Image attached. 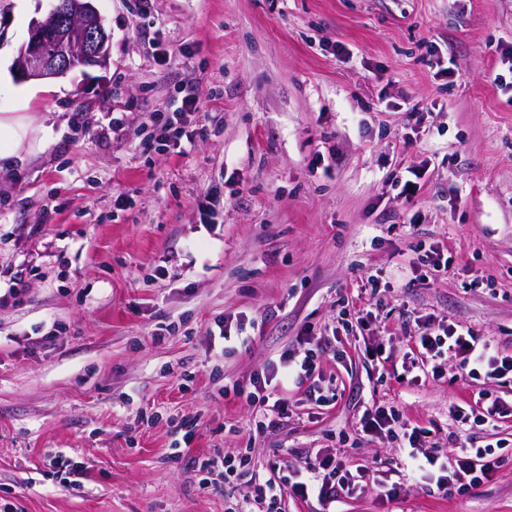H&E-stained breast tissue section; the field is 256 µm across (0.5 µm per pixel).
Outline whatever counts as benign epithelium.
Wrapping results in <instances>:
<instances>
[{"label":"benign epithelium","mask_w":512,"mask_h":512,"mask_svg":"<svg viewBox=\"0 0 512 512\" xmlns=\"http://www.w3.org/2000/svg\"><path fill=\"white\" fill-rule=\"evenodd\" d=\"M48 18L54 21L49 38L46 19L31 23L29 39L14 61L16 81L57 78L76 68L107 67L109 35L93 0H54Z\"/></svg>","instance_id":"obj_1"}]
</instances>
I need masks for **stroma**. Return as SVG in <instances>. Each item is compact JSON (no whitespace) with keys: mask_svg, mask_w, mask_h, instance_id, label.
<instances>
[{"mask_svg":"<svg viewBox=\"0 0 512 512\" xmlns=\"http://www.w3.org/2000/svg\"><path fill=\"white\" fill-rule=\"evenodd\" d=\"M0 113L32 128L0 160V273L29 269L0 305V499L18 512H224L244 483L205 484L214 453L346 451L401 463L368 442L373 402L447 447L448 404L482 381L444 373L411 386L365 347L402 356L418 317L472 327L512 353V0H95L107 68L16 82L11 67L51 0H4ZM451 75H444V68ZM185 113L186 153L153 113ZM423 108L421 118L410 115ZM426 165L411 228L397 180ZM453 272L429 273L430 250ZM378 277L375 296L357 288ZM243 318L225 348L219 320ZM336 329V389L256 430L234 388L305 325ZM194 417L183 447L176 426ZM504 444L494 479L445 497L419 486L341 512H512V418L477 433ZM86 468L63 486L49 459ZM179 93L183 94L180 109L174 112L157 113L155 122L160 125L161 139L165 142L163 145L172 147L174 150H178L177 153L183 154L186 150L182 144L184 137L188 144L192 143V139L183 129L181 117L184 111L196 109L199 91L196 85L185 84L180 87Z\"/></svg>","mask_w":512,"mask_h":512,"instance_id":"1","label":"stroma"}]
</instances>
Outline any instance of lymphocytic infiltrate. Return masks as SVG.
Instances as JSON below:
<instances>
[{
	"label": "lymphocytic infiltrate",
	"instance_id": "obj_1",
	"mask_svg": "<svg viewBox=\"0 0 512 512\" xmlns=\"http://www.w3.org/2000/svg\"><path fill=\"white\" fill-rule=\"evenodd\" d=\"M180 92V110L155 116L162 141L178 151L182 150L186 135L182 114L195 110L199 101L196 85H182ZM411 339L409 350L400 359L403 374L411 383L440 376L443 363L452 357L457 362L459 379L483 381L487 390L481 391L475 402L450 404L449 415L456 429L449 432L448 447L444 450L428 447L429 429L403 421L391 405L366 407L359 419V430L370 441L397 438L404 442L405 480L433 478L436 489L447 495L479 487L493 478L500 458L490 447L474 446V435L498 419L512 416V404L491 390L492 385L512 376V354L502 353L490 337L473 329L430 316L416 320ZM298 343L299 353H282L278 361L267 364L251 381L252 389L246 400L256 410L257 429L278 428L287 418L291 406L289 387L302 389L316 403L330 401L322 392L316 371L319 358L334 351L331 339L315 335L308 326ZM203 466L221 475L225 484L244 479L251 486V494L232 503L227 512H276L278 501L286 493L306 502L317 501L322 512H331V505L339 503L342 497L368 490L391 502L400 496L405 482L375 466L349 463L346 457L324 448L317 449L302 465L280 458L269 461L264 473L248 467L246 458L236 459L218 452L207 457Z\"/></svg>",
	"mask_w": 512,
	"mask_h": 512
}]
</instances>
